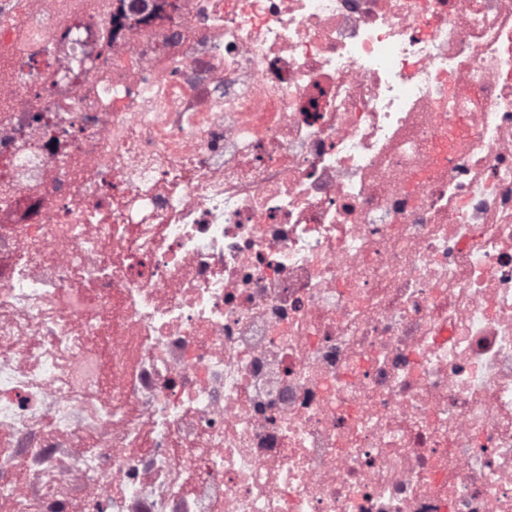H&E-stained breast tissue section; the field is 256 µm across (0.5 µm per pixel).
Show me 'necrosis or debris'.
Instances as JSON below:
<instances>
[{
  "label": "necrosis or debris",
  "mask_w": 512,
  "mask_h": 512,
  "mask_svg": "<svg viewBox=\"0 0 512 512\" xmlns=\"http://www.w3.org/2000/svg\"><path fill=\"white\" fill-rule=\"evenodd\" d=\"M0 434L7 512H512V0H0Z\"/></svg>",
  "instance_id": "obj_1"
}]
</instances>
